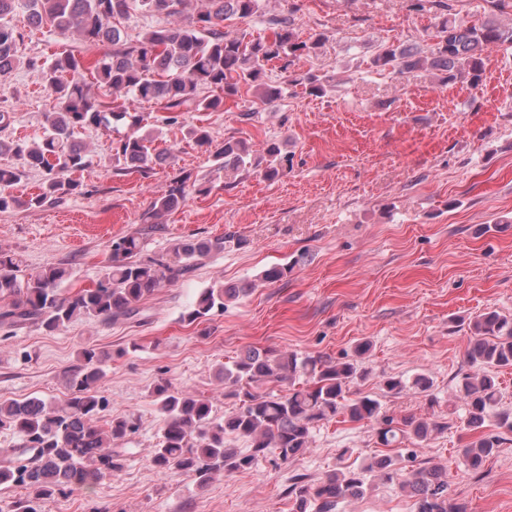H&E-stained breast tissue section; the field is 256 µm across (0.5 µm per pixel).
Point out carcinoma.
<instances>
[{
    "label": "carcinoma",
    "instance_id": "cac0c4a2",
    "mask_svg": "<svg viewBox=\"0 0 512 512\" xmlns=\"http://www.w3.org/2000/svg\"><path fill=\"white\" fill-rule=\"evenodd\" d=\"M19 0H0V76L26 65L38 72L47 90V132L32 143L0 141V152L14 153L24 166L41 170L46 181L41 192L21 200L9 192L23 176L17 168H0V212L35 208L77 193L82 185L68 177L93 163L92 156L74 141L76 130L92 127L117 137L112 141V159L140 171L174 158V149L152 146L155 137L142 134L144 118L137 105L149 103L163 113L161 121L177 124L188 112L218 111L224 102L242 90L253 93L262 105L284 95L282 84L264 80L268 67L277 68L288 85L323 96L334 88V79L308 70L297 73L296 62L317 55L326 34L301 38L293 19L271 16L265 24L271 35L255 37L241 30L229 34L221 24L236 16H262L260 0H203V6L182 20L189 0H28L30 24L47 26L61 36L72 34L83 46H108L94 62L72 49L63 50L49 65L26 62L18 55L22 34L11 22ZM435 8V34L422 47L407 48L385 42L367 61L368 69L408 79L420 70H431L447 84L467 78L476 86L484 68L483 52L490 45L512 49V27L491 18L463 22L451 13L446 0H431ZM164 16L167 23L134 39L121 36L112 19L128 18L135 9ZM210 94H205V91ZM187 136L199 147L212 149L217 169L224 173H260L267 180L283 174L288 155L281 145L267 142L260 149L232 137L216 144L203 126L191 125ZM205 187L181 173L155 199L142 220L146 224L184 203ZM241 246L233 235L214 239L185 238L174 242L161 258H141L142 241L135 234L111 243L108 272L92 288L64 292L62 284L70 269L49 266L24 276L14 259L0 252V326L37 323L53 332L76 321L110 322L141 315L144 302L156 290L175 283L193 271L198 261L227 248ZM291 267L276 264L264 269L258 280L274 284L288 277ZM256 287V283L219 284L202 291L188 314L193 323L217 310L224 299H233ZM472 335L466 362L477 372L462 375L457 398L466 411V423L474 436L462 449L464 462L473 473L512 433V410L500 409L502 392L498 374L512 368V315L488 309L468 323ZM371 343H357L352 355L339 360L323 356L301 357L293 352L247 350L224 366V386L234 388L238 407L223 416L213 405L167 382L154 385L151 394L162 417L160 440L153 464L161 474L180 471L191 474L201 486L217 473L231 474L266 459L283 463L310 447L315 424L338 417L352 422H375L377 437L385 447L408 439L418 443L448 430V422L397 418L370 395H353L352 387L366 376L363 361ZM106 355L94 348L80 353L81 364L70 378L71 396L61 407L40 398L0 402V429L22 437L17 448L0 458V487L21 488L25 494L11 503V512H36L31 506L55 494L90 489L122 466L126 448L112 444L136 429L127 416H115L98 425L106 403L98 394ZM287 383L288 393L272 395L258 391L266 384ZM433 381L425 374L413 378L386 376L380 384L385 396L412 392L431 396ZM495 420L498 432L487 433L485 424ZM249 443L242 454L227 437ZM392 480L397 476L389 456L371 459L359 468L338 470L317 485H297L292 512H335L341 501L365 494L372 478ZM401 486L415 498V512H467L466 506L449 497L445 466L427 461L403 478Z\"/></svg>",
    "mask_w": 512,
    "mask_h": 512
}]
</instances>
